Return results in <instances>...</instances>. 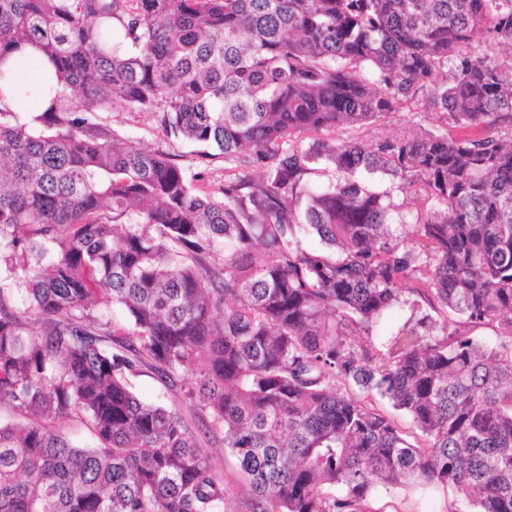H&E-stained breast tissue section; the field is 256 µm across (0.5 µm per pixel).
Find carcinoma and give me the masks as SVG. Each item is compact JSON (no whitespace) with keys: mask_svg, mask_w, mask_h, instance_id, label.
Returning a JSON list of instances; mask_svg holds the SVG:
<instances>
[{"mask_svg":"<svg viewBox=\"0 0 512 512\" xmlns=\"http://www.w3.org/2000/svg\"><path fill=\"white\" fill-rule=\"evenodd\" d=\"M506 42L512 0H0V100L22 45L56 81L38 126L0 109V261L28 300L0 288V398L27 418L0 425V512H224L182 418L131 390L146 362L191 378L252 512H368L381 485L512 512ZM414 106L439 125L363 139ZM128 109L236 162L224 185L114 138ZM407 303L378 365L352 337ZM74 412L95 446L45 424ZM367 402L377 411L392 418L409 442L414 444L420 443V436L411 425L409 419L401 412L394 410L388 400L377 395H372L367 399Z\"/></svg>","mask_w":512,"mask_h":512,"instance_id":"cac0c4a2","label":"carcinoma"}]
</instances>
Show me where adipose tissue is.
<instances>
[{"mask_svg":"<svg viewBox=\"0 0 512 512\" xmlns=\"http://www.w3.org/2000/svg\"><path fill=\"white\" fill-rule=\"evenodd\" d=\"M14 79L15 92L0 100V108L15 112L19 122L33 123L52 96V68L35 48L25 45L0 65Z\"/></svg>","mask_w":512,"mask_h":512,"instance_id":"1","label":"adipose tissue"}]
</instances>
